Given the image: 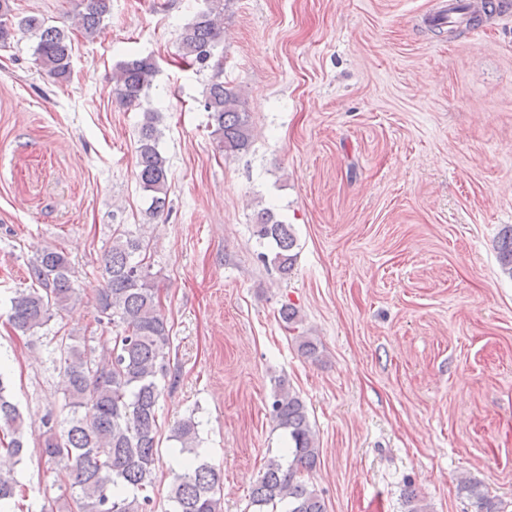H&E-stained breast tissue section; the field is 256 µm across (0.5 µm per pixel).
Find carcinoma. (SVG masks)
<instances>
[{
	"label": "carcinoma",
	"mask_w": 512,
	"mask_h": 512,
	"mask_svg": "<svg viewBox=\"0 0 512 512\" xmlns=\"http://www.w3.org/2000/svg\"><path fill=\"white\" fill-rule=\"evenodd\" d=\"M177 38L179 56L201 72L217 69L207 85L203 108L209 113L211 134L226 155L246 152L252 145L250 114L242 108L241 95L224 84L215 61L220 43L221 21L227 0H204ZM110 12V0H81L74 26L87 37L96 35ZM0 47L6 48L15 32L37 35L35 62L56 84L70 79L72 39L68 32L29 16L14 21L11 0H0ZM158 71L151 56L134 57L116 64L112 92L122 107L140 105L149 95ZM157 112L143 113L135 153V178L149 199V214L156 216L167 204V159L159 150L161 130ZM144 225H112V245L103 258L104 287L94 297L99 320L122 326L112 337V347L94 356L85 339L71 334L55 337L54 363L67 376L64 406L68 416L45 420L41 457L59 467L64 485L71 489L76 512H153V491L159 457L158 378L168 373L171 326L161 313L160 301L147 261ZM254 236L275 244L273 264L286 275L296 260L292 225L263 209L256 215ZM503 274L512 279V225L505 226L498 244ZM30 287L11 298L9 320L13 328L33 335L46 327L54 308L83 301L75 287L71 263L64 252L45 248L29 261ZM269 413L276 426L288 435V458H270L251 486L253 512H327L322 496L311 489L302 474L316 467L320 448L309 421L307 407L299 395L280 382ZM0 422L7 426L8 442L0 439V454L19 463L25 454L24 420L7 394L0 376ZM172 440L187 458L173 473L169 512H221V474L200 458L199 422L194 415L173 428ZM461 486L477 500L479 512H494L495 505L469 480ZM20 492L14 471L0 466V512H13Z\"/></svg>",
	"instance_id": "carcinoma-1"
}]
</instances>
